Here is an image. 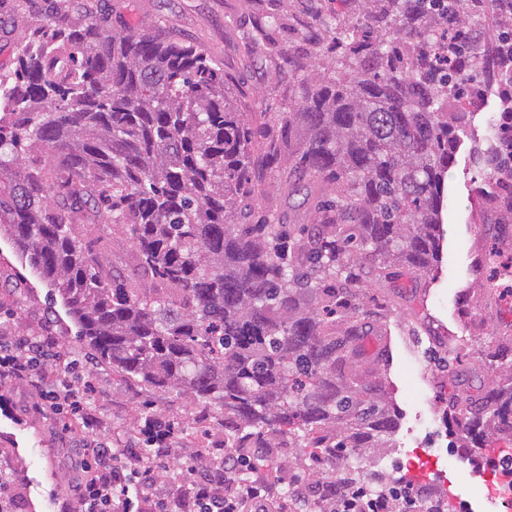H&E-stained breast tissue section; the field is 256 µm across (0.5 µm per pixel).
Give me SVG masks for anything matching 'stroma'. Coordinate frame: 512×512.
Instances as JSON below:
<instances>
[{"mask_svg": "<svg viewBox=\"0 0 512 512\" xmlns=\"http://www.w3.org/2000/svg\"><path fill=\"white\" fill-rule=\"evenodd\" d=\"M100 6L110 30L159 31L205 50L223 68L238 107L276 131L283 124L288 78L273 44L251 40L252 30L277 16L273 43L302 51L307 47L300 35L303 22L333 12L337 4L335 0H0V73L12 69L17 45L28 39L37 20L64 14L80 23ZM501 110L498 96L492 95L465 113L466 134L445 182L443 238L432 280L419 290L406 276L370 280L374 295L389 298L392 306L378 312L368 303L357 317L367 359L380 351L385 354L386 377L399 411L392 447L368 449L358 459L378 480L384 473L373 468L374 459L409 450L422 469H438L437 491L447 498L448 512H459L467 501L474 512H497L488 499L485 477L490 461L512 452V442L487 437L479 441L476 456L459 455L454 466L435 459L437 449L454 442L444 415L449 393L476 394L486 389L491 379L483 360L486 338L512 323V296L489 298L481 291L483 282L495 275L494 267L482 262L484 252L495 253L499 263L512 264V215L482 205L485 182L474 162L475 151L488 147L484 131L489 118L499 117ZM284 182L283 168L264 172L256 214L283 224L307 223L310 200L289 194ZM0 321L10 322L23 334L51 328L63 342L62 353L75 360L69 377L93 384L107 434L143 424V398L137 388L104 366L84 362L64 308L51 300L45 284L2 239ZM463 336L469 339V355L463 368L455 369L451 351ZM39 402L37 389L26 383L0 391V472L8 474L13 489L23 493L21 512H62L72 501L81 453L73 434L62 432L54 418L37 413ZM151 402L159 414L175 412L183 421L197 422L206 433L204 443L212 459L223 458L224 430L217 417L196 420L184 400L172 394L153 396Z\"/></svg>", "mask_w": 512, "mask_h": 512, "instance_id": "1", "label": "stroma"}]
</instances>
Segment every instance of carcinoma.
Masks as SVG:
<instances>
[{
	"label": "carcinoma",
	"mask_w": 512,
	"mask_h": 512,
	"mask_svg": "<svg viewBox=\"0 0 512 512\" xmlns=\"http://www.w3.org/2000/svg\"><path fill=\"white\" fill-rule=\"evenodd\" d=\"M305 40L331 65L276 46L288 73L277 134L235 107L217 62L192 44L114 34L101 20L43 24L0 80V234L58 295L85 354L145 392L218 410L231 448L290 437L317 464L386 448L398 426L383 369L349 325L366 274L437 261L443 180L459 99L499 85L512 0H339ZM493 6L498 29L482 20ZM301 139L291 147V134ZM325 182L312 224L251 213L263 170ZM502 153H483L492 180ZM118 229L133 274L108 275L85 241ZM494 336L482 393L448 395V425L475 443L512 438V360Z\"/></svg>",
	"instance_id": "obj_1"
}]
</instances>
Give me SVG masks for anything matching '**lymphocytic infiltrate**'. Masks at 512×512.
Masks as SVG:
<instances>
[{"label": "lymphocytic infiltrate", "instance_id": "lymphocytic-infiltrate-1", "mask_svg": "<svg viewBox=\"0 0 512 512\" xmlns=\"http://www.w3.org/2000/svg\"><path fill=\"white\" fill-rule=\"evenodd\" d=\"M60 358L51 332L19 335L0 323V387L17 382L39 387L43 412L78 422L79 447L92 451L91 460L81 464L73 512H144L149 503L154 512H276L269 485L241 481V457L233 452L216 463L208 449H189L195 478L163 481V460L174 437L168 421L146 418L144 431L153 442L149 448L102 436L104 422L92 400L93 386L69 380L42 385L45 363ZM422 497V491L399 478L381 482L375 490L329 482L320 492L324 512H417Z\"/></svg>", "mask_w": 512, "mask_h": 512}]
</instances>
